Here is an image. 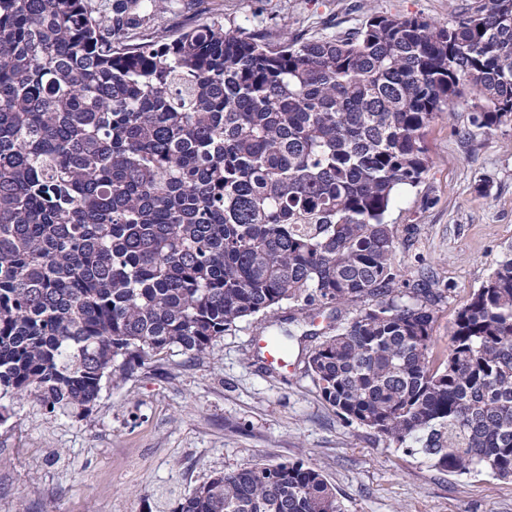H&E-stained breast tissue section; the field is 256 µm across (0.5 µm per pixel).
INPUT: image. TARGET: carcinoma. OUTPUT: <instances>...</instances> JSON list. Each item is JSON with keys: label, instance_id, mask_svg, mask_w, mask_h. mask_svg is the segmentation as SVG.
Masks as SVG:
<instances>
[{"label": "carcinoma", "instance_id": "obj_1", "mask_svg": "<svg viewBox=\"0 0 512 512\" xmlns=\"http://www.w3.org/2000/svg\"><path fill=\"white\" fill-rule=\"evenodd\" d=\"M160 0H0L1 400L85 416L103 381L202 354L285 303L370 302L308 356L322 398L458 475L512 480V246L433 351L385 215L472 89L512 125V0L374 15L271 50L222 24L133 42ZM173 512H343L301 461L218 474Z\"/></svg>", "mask_w": 512, "mask_h": 512}]
</instances>
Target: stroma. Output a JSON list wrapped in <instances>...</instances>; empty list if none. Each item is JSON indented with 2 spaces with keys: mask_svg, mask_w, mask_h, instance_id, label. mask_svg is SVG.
<instances>
[{
  "mask_svg": "<svg viewBox=\"0 0 512 512\" xmlns=\"http://www.w3.org/2000/svg\"><path fill=\"white\" fill-rule=\"evenodd\" d=\"M475 0H164L136 41L220 23L271 48L285 38L342 37L374 15L448 24ZM466 94L426 129L429 166L386 215L400 281H437L432 336L446 349L458 310L512 244V127L473 128ZM489 187L488 195L475 191ZM329 319L292 303L246 319L204 354L174 347L105 382L85 417L47 414L27 395L0 425V512H173L211 477L256 463L303 461L336 488L345 512H512V482L456 475L345 422L321 396L307 358ZM289 330L291 367L267 365L258 337Z\"/></svg>",
  "mask_w": 512,
  "mask_h": 512,
  "instance_id": "1",
  "label": "stroma"
}]
</instances>
